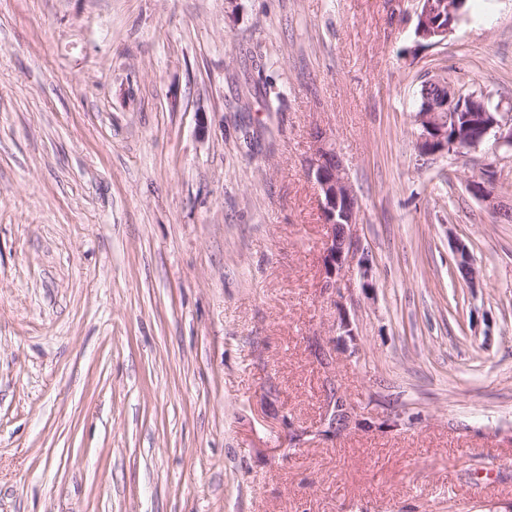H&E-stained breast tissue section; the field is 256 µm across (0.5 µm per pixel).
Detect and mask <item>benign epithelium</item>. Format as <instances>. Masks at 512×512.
Segmentation results:
<instances>
[{
    "instance_id": "7a95c632",
    "label": "benign epithelium",
    "mask_w": 512,
    "mask_h": 512,
    "mask_svg": "<svg viewBox=\"0 0 512 512\" xmlns=\"http://www.w3.org/2000/svg\"><path fill=\"white\" fill-rule=\"evenodd\" d=\"M464 0H418L416 36L433 45L441 44L451 27L439 25L445 15L455 13ZM425 86L432 93L425 96L415 112L418 126L417 145L423 155L460 154L463 149H477L490 142L494 150L512 152V118H505L502 107L488 99L467 94L445 75L425 78ZM323 196V213L331 235L324 247V258L329 280L326 287L342 288V270L349 258L357 252V244L349 228L357 223L359 201L348 179L339 156L332 149L319 147L317 157L308 168ZM494 175L474 179L469 190L479 200L495 205L492 190Z\"/></svg>"
}]
</instances>
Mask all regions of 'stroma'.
<instances>
[{
	"instance_id": "1",
	"label": "stroma",
	"mask_w": 512,
	"mask_h": 512,
	"mask_svg": "<svg viewBox=\"0 0 512 512\" xmlns=\"http://www.w3.org/2000/svg\"><path fill=\"white\" fill-rule=\"evenodd\" d=\"M467 4L434 46L417 0H0V512H512V217L467 187L512 204V153L413 122L428 72L512 109V0ZM308 175L315 179L324 196L323 213L331 229L330 238L324 247L329 275L326 288L340 291L343 288V267L358 250L349 228L357 223L359 201L334 150L321 145L317 157L308 168Z\"/></svg>"
}]
</instances>
